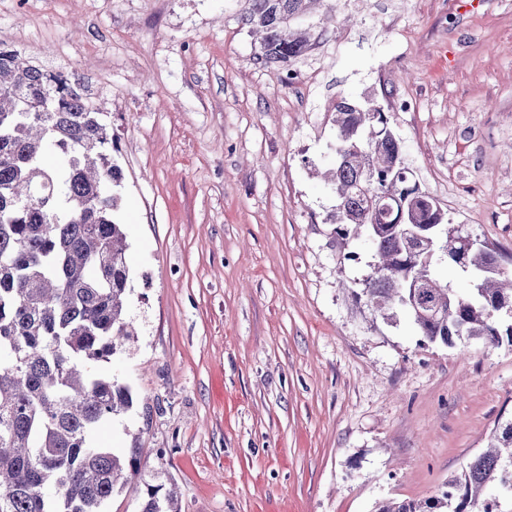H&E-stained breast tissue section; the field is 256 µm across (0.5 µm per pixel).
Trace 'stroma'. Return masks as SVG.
<instances>
[{
  "label": "stroma",
  "instance_id": "35a3bbf8",
  "mask_svg": "<svg viewBox=\"0 0 512 512\" xmlns=\"http://www.w3.org/2000/svg\"><path fill=\"white\" fill-rule=\"evenodd\" d=\"M244 0H0V42L77 73L112 124L137 335L101 371L179 512L425 500L512 420V344L423 342L365 305L374 257L329 218L332 108L372 95L451 224L512 274V0H322L261 62ZM405 98L413 111L396 112Z\"/></svg>",
  "mask_w": 512,
  "mask_h": 512
}]
</instances>
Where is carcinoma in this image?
<instances>
[{
  "instance_id": "1",
  "label": "carcinoma",
  "mask_w": 512,
  "mask_h": 512,
  "mask_svg": "<svg viewBox=\"0 0 512 512\" xmlns=\"http://www.w3.org/2000/svg\"><path fill=\"white\" fill-rule=\"evenodd\" d=\"M322 0H245L243 21L259 36L258 58L288 63L311 45L296 25ZM376 105L333 108L336 159L326 169L343 239L372 238L375 263L365 303L391 321L402 299L429 342L502 340L498 305H512L500 255L465 247L437 200L403 196L410 174L402 147ZM112 125L74 73L49 71L0 42V512H109L114 495L142 479L141 449L101 446L94 434L129 412V386L103 375L136 334L126 314V259ZM371 175L370 185L364 178ZM441 252L484 275L465 292L440 283ZM147 486L140 512H178L173 493ZM378 512H512V421L446 489L423 501H389Z\"/></svg>"
}]
</instances>
